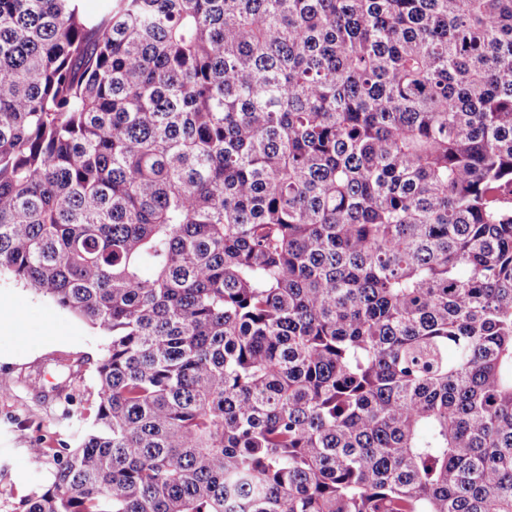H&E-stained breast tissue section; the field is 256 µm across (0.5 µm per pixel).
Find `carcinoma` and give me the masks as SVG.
I'll return each instance as SVG.
<instances>
[{
    "label": "carcinoma",
    "mask_w": 512,
    "mask_h": 512,
    "mask_svg": "<svg viewBox=\"0 0 512 512\" xmlns=\"http://www.w3.org/2000/svg\"><path fill=\"white\" fill-rule=\"evenodd\" d=\"M91 2L0 0V273L107 339L25 512H512V0Z\"/></svg>",
    "instance_id": "cac0c4a2"
}]
</instances>
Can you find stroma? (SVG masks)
Masks as SVG:
<instances>
[{
  "label": "stroma",
  "instance_id": "35a3bbf8",
  "mask_svg": "<svg viewBox=\"0 0 512 512\" xmlns=\"http://www.w3.org/2000/svg\"><path fill=\"white\" fill-rule=\"evenodd\" d=\"M1 313L18 321L21 334H0V512H22L52 480L51 448L74 442L94 419L93 370L73 380L68 403L53 390L54 365L97 358L106 338L6 275L0 276Z\"/></svg>",
  "mask_w": 512,
  "mask_h": 512
}]
</instances>
